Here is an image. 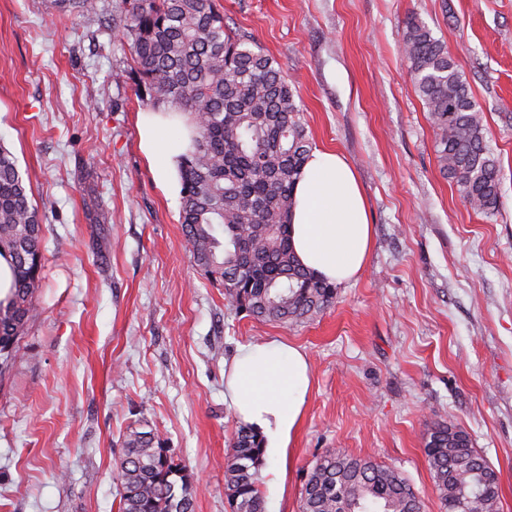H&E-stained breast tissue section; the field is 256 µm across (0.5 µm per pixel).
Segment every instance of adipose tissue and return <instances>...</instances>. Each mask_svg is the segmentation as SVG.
Here are the masks:
<instances>
[{
    "instance_id": "1",
    "label": "adipose tissue",
    "mask_w": 512,
    "mask_h": 512,
    "mask_svg": "<svg viewBox=\"0 0 512 512\" xmlns=\"http://www.w3.org/2000/svg\"><path fill=\"white\" fill-rule=\"evenodd\" d=\"M169 120L143 113L141 146L159 175L177 167L191 144L189 134L164 140ZM290 215L291 242L300 263L335 284L357 279L373 247V228L355 171L335 150L313 149L296 182ZM226 395L238 419L259 432L265 453L276 460L269 485L283 489L292 441L305 412L311 373L305 353L281 339L241 347L224 372Z\"/></svg>"
}]
</instances>
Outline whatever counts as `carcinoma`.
I'll use <instances>...</instances> for the list:
<instances>
[{
  "label": "carcinoma",
  "instance_id": "carcinoma-1",
  "mask_svg": "<svg viewBox=\"0 0 512 512\" xmlns=\"http://www.w3.org/2000/svg\"><path fill=\"white\" fill-rule=\"evenodd\" d=\"M83 14L99 0H61ZM121 39L131 49L153 108L189 116L193 136L179 163L182 224L189 252L224 299L263 321L305 323L330 306L336 285L297 260L289 216L312 142L294 92L255 41L232 34L216 0H122ZM402 49L417 95L437 131L435 153L463 199L490 216L501 182L482 112L444 43L419 17L402 27ZM12 154L0 147V255L13 283L0 299V374L38 318L44 229ZM119 512H194L198 488L166 441L149 431L123 436ZM427 463L441 512H501L498 476L452 423L427 432ZM263 439L247 426L225 454L230 512H264L258 482ZM417 512L424 505L400 472L344 451L320 457L305 483L301 512Z\"/></svg>",
  "mask_w": 512,
  "mask_h": 512
}]
</instances>
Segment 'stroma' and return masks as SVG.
Wrapping results in <instances>:
<instances>
[{
  "label": "stroma",
  "instance_id": "stroma-1",
  "mask_svg": "<svg viewBox=\"0 0 512 512\" xmlns=\"http://www.w3.org/2000/svg\"><path fill=\"white\" fill-rule=\"evenodd\" d=\"M277 61L315 147L343 154L374 245L360 278L307 323L236 312L194 265L178 175L143 152L145 87L118 34L121 0L59 15L0 0V145L43 216L41 316L0 378V512H118V440L163 437L199 482L195 512H230L224 457L240 423L224 401L238 348L281 338L312 371L283 493L300 512L331 450L401 471L441 512L424 444L465 429L512 512V0H217ZM417 15L448 47L501 165L494 215L443 176L436 132L402 52Z\"/></svg>",
  "mask_w": 512,
  "mask_h": 512
}]
</instances>
